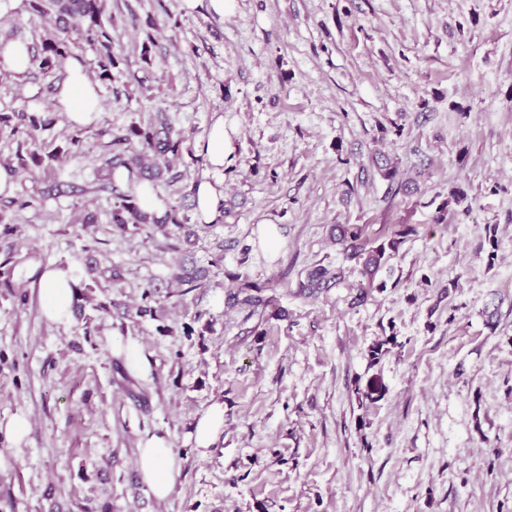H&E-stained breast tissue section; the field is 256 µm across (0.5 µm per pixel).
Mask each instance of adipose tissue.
<instances>
[{"label": "adipose tissue", "instance_id": "obj_1", "mask_svg": "<svg viewBox=\"0 0 512 512\" xmlns=\"http://www.w3.org/2000/svg\"><path fill=\"white\" fill-rule=\"evenodd\" d=\"M55 107L75 126H87L97 120L101 110L98 85L79 59H69ZM79 281L74 268L64 269L56 265L44 268L38 283L42 293L41 313L48 322L68 324ZM136 467L142 481L156 498L162 500L169 496L177 471L171 444L165 437L152 436L140 446Z\"/></svg>", "mask_w": 512, "mask_h": 512}]
</instances>
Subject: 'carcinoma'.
<instances>
[{
    "label": "carcinoma",
    "mask_w": 512,
    "mask_h": 512,
    "mask_svg": "<svg viewBox=\"0 0 512 512\" xmlns=\"http://www.w3.org/2000/svg\"><path fill=\"white\" fill-rule=\"evenodd\" d=\"M106 0H32L33 10L46 14L50 11L65 13L77 19L73 26L59 27V33L45 40L41 51L30 54V67L43 72H50L63 67L69 58L68 43L72 35L85 39L98 50L99 76L109 75L114 65L115 55L112 53V30L103 19ZM18 122L12 125L11 132H21L26 139L18 142L15 162H7L8 168L15 166L25 169L28 162L38 165L42 158L28 149L26 140L35 139V132L47 126L41 114L20 112ZM174 123L170 113L159 108L149 113L144 122L133 123L123 134L112 136V156L105 160L103 170L106 180L115 198L112 207L111 222L123 228L128 224L145 228L163 229L172 224L183 232L185 239H190L194 231L190 227V218L180 213L176 205L168 206L163 217L147 211L138 201L134 193L135 187L142 182L156 184L164 182L172 185L179 179L173 168L166 162L169 154L179 153L183 143L182 137H173ZM338 241L344 245L343 253L348 259H356L362 264V273L367 279V287H385V283L374 284L375 275L398 252L413 228L407 224L400 225L392 237L378 244L367 246L361 242L362 229L356 224L337 226ZM207 277V269L196 265H178L171 273L170 279L179 286L194 288L198 282ZM339 278V272L327 266L315 265L307 272L305 288H323ZM253 285L246 282L238 292L229 296L235 306L258 307L266 301L251 293ZM96 484L88 489L87 505L84 512H112V497L105 488L111 480L108 469L93 466Z\"/></svg>",
    "instance_id": "carcinoma-1"
}]
</instances>
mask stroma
Segmentation results:
<instances>
[{"label":"stroma","instance_id":"obj_1","mask_svg":"<svg viewBox=\"0 0 512 512\" xmlns=\"http://www.w3.org/2000/svg\"><path fill=\"white\" fill-rule=\"evenodd\" d=\"M106 12L116 64L95 124L55 110L65 69L0 73V114L53 118L36 147L57 155L16 172L30 205L0 224V425L30 422L19 445L0 428V512H82L79 470L108 459L113 512H512V0H232L220 17L108 0ZM4 19L34 48L52 29L29 0ZM156 106L184 139L165 196L187 215L214 177L201 150L213 115L233 133L224 218L176 252L174 236L115 230L99 189L104 143ZM457 188L464 200L448 203ZM339 224L369 242L415 228L377 274L383 289H364L332 240ZM178 254L209 270L187 292L168 284ZM76 258L100 272L94 301L57 326L34 268ZM318 264L341 279L310 294ZM245 281L266 301L253 313L228 304ZM150 286L155 316L117 313ZM215 404L224 425L196 448ZM153 435L177 469L163 501L136 470Z\"/></svg>","mask_w":512,"mask_h":512}]
</instances>
